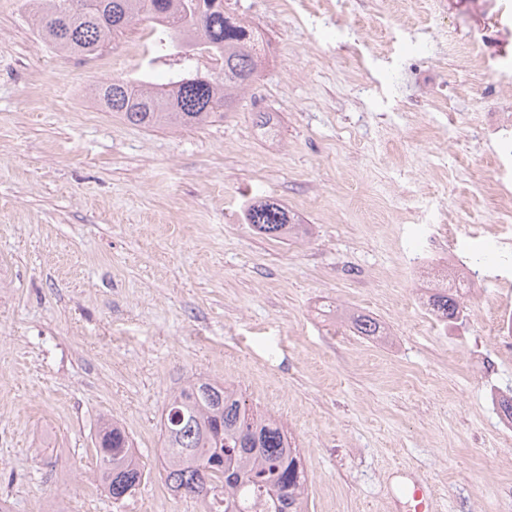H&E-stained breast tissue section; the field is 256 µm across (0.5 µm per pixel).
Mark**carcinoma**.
<instances>
[{"label": "carcinoma", "instance_id": "1", "mask_svg": "<svg viewBox=\"0 0 512 512\" xmlns=\"http://www.w3.org/2000/svg\"><path fill=\"white\" fill-rule=\"evenodd\" d=\"M212 4L202 17L205 49L217 62L198 79L190 71L158 85L149 80L112 78L93 88L102 106L128 123L143 127H193L232 110L241 93L259 77L262 49L252 27L224 11V0H34L40 40L69 56L98 54L105 43L140 20L160 24L170 41L195 43L194 7ZM247 223L273 239L299 238L303 225L271 199L247 209ZM434 310L452 320L463 311L448 289L431 297ZM362 336L382 335L366 314L349 317ZM164 484L175 496H190L203 512H308V474L298 448L276 420L247 406L234 389L197 377L170 399L162 414ZM100 482L112 501L127 499L144 479V466L125 428L104 419L95 434Z\"/></svg>", "mask_w": 512, "mask_h": 512}]
</instances>
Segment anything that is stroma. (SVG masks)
Wrapping results in <instances>:
<instances>
[{
  "label": "stroma",
  "mask_w": 512,
  "mask_h": 512,
  "mask_svg": "<svg viewBox=\"0 0 512 512\" xmlns=\"http://www.w3.org/2000/svg\"><path fill=\"white\" fill-rule=\"evenodd\" d=\"M224 0L260 31L265 67L235 111L150 129L102 109L92 60L42 46L23 0H0V500L11 512H200L160 478L162 413L198 376L282 422L309 474V512H393L386 479L420 471L444 512H512V442L485 402L512 358L470 372L484 336L416 328L404 251L433 224H492L465 201L498 148L468 139L512 111V0ZM135 25L107 42L116 73L144 56ZM466 90L456 141L438 98ZM273 116L262 134L256 113ZM433 127L423 138L422 127ZM425 216L404 223L397 194ZM274 198L308 227L273 240L246 224ZM378 319L337 333L320 314ZM119 421L147 477L112 502L92 440Z\"/></svg>",
  "instance_id": "1"
}]
</instances>
